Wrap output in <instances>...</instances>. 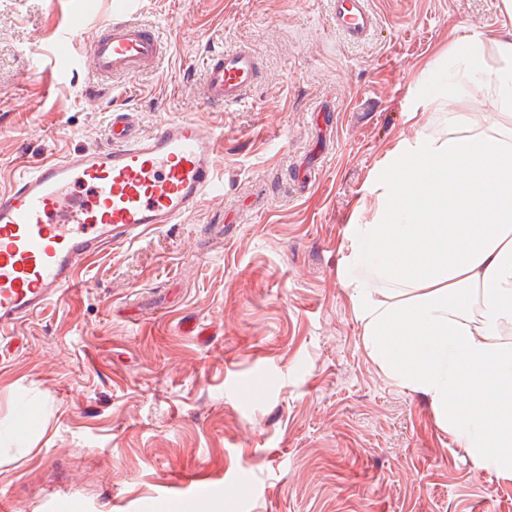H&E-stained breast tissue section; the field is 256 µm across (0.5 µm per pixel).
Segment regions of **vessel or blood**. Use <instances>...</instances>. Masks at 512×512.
Segmentation results:
<instances>
[{"label":"vessel or blood","instance_id":"obj_1","mask_svg":"<svg viewBox=\"0 0 512 512\" xmlns=\"http://www.w3.org/2000/svg\"><path fill=\"white\" fill-rule=\"evenodd\" d=\"M337 30L365 41L377 21L369 0H333ZM164 53L157 32L121 18L85 46L101 81L155 68ZM201 95L231 108L256 85L260 64L246 46L210 53ZM106 147L68 152L22 169L0 190V330L71 291L85 263L114 244L184 223L224 188L214 163L220 133L175 117L140 133L129 114L113 113Z\"/></svg>","mask_w":512,"mask_h":512}]
</instances>
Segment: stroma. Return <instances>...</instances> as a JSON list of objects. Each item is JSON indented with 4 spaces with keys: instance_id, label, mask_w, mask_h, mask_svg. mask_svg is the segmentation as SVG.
<instances>
[{
    "instance_id": "stroma-1",
    "label": "stroma",
    "mask_w": 512,
    "mask_h": 512,
    "mask_svg": "<svg viewBox=\"0 0 512 512\" xmlns=\"http://www.w3.org/2000/svg\"><path fill=\"white\" fill-rule=\"evenodd\" d=\"M347 41L333 0H129L158 30L157 69L106 83L79 46L111 0H0V189L20 165L178 116L222 130L224 193L187 222L85 264L80 285L0 331V504L7 512H512V479L480 470L429 397L370 357L348 290V226L399 144L489 124L473 95L423 105L457 39L512 27L502 0H371ZM252 48L256 88L230 110L199 94L210 49ZM421 120H413V113ZM38 424L19 427L20 407ZM216 490L192 495L180 478Z\"/></svg>"
}]
</instances>
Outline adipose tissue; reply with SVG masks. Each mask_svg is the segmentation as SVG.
Wrapping results in <instances>:
<instances>
[{
    "instance_id": "ef3b65f1",
    "label": "adipose tissue",
    "mask_w": 512,
    "mask_h": 512,
    "mask_svg": "<svg viewBox=\"0 0 512 512\" xmlns=\"http://www.w3.org/2000/svg\"><path fill=\"white\" fill-rule=\"evenodd\" d=\"M452 55L423 103L472 83L496 121L452 112L464 135L422 133L390 153L372 219L348 227L344 285L384 374L429 396L459 447L512 479V29L461 37Z\"/></svg>"
}]
</instances>
